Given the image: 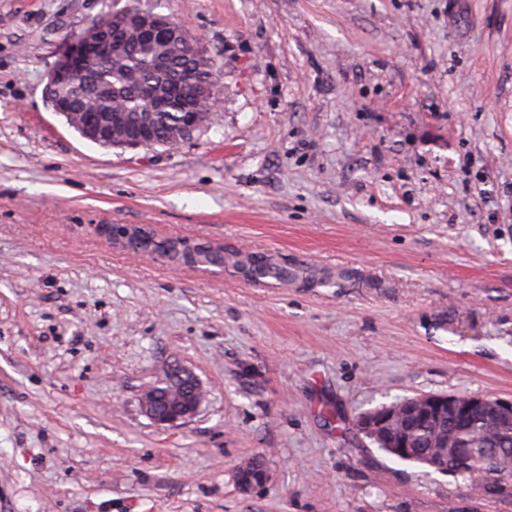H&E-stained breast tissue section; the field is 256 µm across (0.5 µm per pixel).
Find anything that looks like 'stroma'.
<instances>
[{"label": "stroma", "instance_id": "obj_1", "mask_svg": "<svg viewBox=\"0 0 512 512\" xmlns=\"http://www.w3.org/2000/svg\"><path fill=\"white\" fill-rule=\"evenodd\" d=\"M133 6L219 70L175 147L99 146L44 98ZM174 365L204 399L159 427L140 396ZM440 393L512 397V0H0V512H512L356 430ZM140 249L149 253H165L167 255L168 263L172 265L175 263H191L196 266L203 267L221 264L206 250L197 252L195 257L189 258L187 255L179 253L173 247V244L169 239H162L152 235L145 238L144 242L141 243ZM256 261L254 257H248L242 262V266L246 267L249 274L254 280L273 279L278 283L286 284L288 281H294L298 278V268L289 267L275 261L273 258H259Z\"/></svg>", "mask_w": 512, "mask_h": 512}]
</instances>
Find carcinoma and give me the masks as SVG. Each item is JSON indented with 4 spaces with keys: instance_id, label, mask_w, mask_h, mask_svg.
Listing matches in <instances>:
<instances>
[{
    "instance_id": "1",
    "label": "carcinoma",
    "mask_w": 512,
    "mask_h": 512,
    "mask_svg": "<svg viewBox=\"0 0 512 512\" xmlns=\"http://www.w3.org/2000/svg\"><path fill=\"white\" fill-rule=\"evenodd\" d=\"M171 19L155 14L153 25L139 31L127 18L113 13L105 16V25L118 30L119 56L111 60L103 55L94 57L74 54L75 63L83 74H93L95 80L113 89L112 121H107L91 97L81 89L82 79L67 78L47 91L54 112L79 133L97 126L99 136L92 142L102 147L129 146L137 140L143 146H176L197 131L209 118V105L215 94L217 69L203 54L188 56L172 46L169 26ZM144 252H162L168 263H191L199 267L218 264L207 251L194 257L178 252L168 239L148 236L141 243ZM255 280L273 279L286 284L298 278L299 270L272 258L242 262ZM413 448L400 460L435 465L434 471L449 466L459 469L458 477L467 484L487 480L486 474L469 468L465 461L453 460L450 452L437 448L442 438L463 444L466 455L482 458L489 451L498 452V467L512 461V431L496 429L487 415L473 416L463 428L448 416L437 422L420 419L410 426Z\"/></svg>"
}]
</instances>
